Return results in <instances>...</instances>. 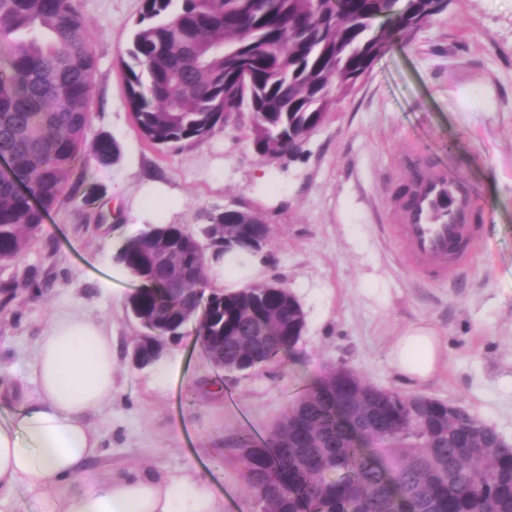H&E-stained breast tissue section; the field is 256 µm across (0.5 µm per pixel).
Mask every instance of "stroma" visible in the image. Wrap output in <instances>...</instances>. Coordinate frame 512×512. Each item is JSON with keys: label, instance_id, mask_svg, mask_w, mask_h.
<instances>
[{"label": "stroma", "instance_id": "stroma-1", "mask_svg": "<svg viewBox=\"0 0 512 512\" xmlns=\"http://www.w3.org/2000/svg\"><path fill=\"white\" fill-rule=\"evenodd\" d=\"M79 5L96 59L88 135L112 136L120 156L90 164L95 201L80 194L54 208L25 261L0 268V281L19 284L0 304V419L35 389L31 364L52 314L77 309L112 335V401L90 418L101 448L87 473L101 481L130 469L188 474L219 512H233L249 490L226 442L244 430L269 435L286 405L337 364L373 386L463 406L512 442V0H448L339 99L300 153L268 160L242 134L245 113L198 143L148 145L120 63L142 0ZM406 147L458 173L484 206L470 265L453 281L416 276L388 227L389 181ZM263 171L270 180L259 181ZM155 184L180 201L167 223L193 232L204 210L241 204L263 216L270 235L256 279L288 287L306 314L286 362L227 376L188 334L166 344L176 358L168 371L131 365L142 329L125 313L134 282L114 264L112 241L140 232L133 206ZM32 269L39 285L24 287ZM419 320L439 331L445 362L411 386L388 352Z\"/></svg>", "mask_w": 512, "mask_h": 512}]
</instances>
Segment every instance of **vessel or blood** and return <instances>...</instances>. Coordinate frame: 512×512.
<instances>
[{
  "instance_id": "1",
  "label": "vessel or blood",
  "mask_w": 512,
  "mask_h": 512,
  "mask_svg": "<svg viewBox=\"0 0 512 512\" xmlns=\"http://www.w3.org/2000/svg\"><path fill=\"white\" fill-rule=\"evenodd\" d=\"M411 154L399 160L413 173L409 197H389L387 216L406 246L410 267L424 278L455 279L469 265L482 207L469 184L448 169L411 170Z\"/></svg>"
}]
</instances>
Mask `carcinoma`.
<instances>
[{
  "label": "carcinoma",
  "instance_id": "carcinoma-1",
  "mask_svg": "<svg viewBox=\"0 0 512 512\" xmlns=\"http://www.w3.org/2000/svg\"><path fill=\"white\" fill-rule=\"evenodd\" d=\"M446 0H143L126 59V101L140 135L158 147L197 143L248 112L244 133L262 157L284 153L325 120L394 44L410 39ZM96 60L77 0H0V262L19 263L50 209L119 156L109 135L86 146ZM207 224H253L254 213L210 210ZM181 224H150L114 255L137 286L125 304L151 335H185L199 318L202 350L227 376L295 353L283 292L252 284L205 294L206 254ZM181 250L187 283L175 293L142 269L155 242ZM268 337L251 351L241 335ZM354 385L327 370L261 441L229 450L254 500L249 512H512V452L481 455L445 403L425 424L402 426L415 395L388 391L369 413Z\"/></svg>",
  "mask_w": 512,
  "mask_h": 512
}]
</instances>
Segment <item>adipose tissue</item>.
I'll use <instances>...</instances> for the list:
<instances>
[{"instance_id": "1", "label": "adipose tissue", "mask_w": 512, "mask_h": 512, "mask_svg": "<svg viewBox=\"0 0 512 512\" xmlns=\"http://www.w3.org/2000/svg\"><path fill=\"white\" fill-rule=\"evenodd\" d=\"M399 376L418 385L440 370L444 348L425 322L406 327L390 348ZM34 394L0 421V502L26 492L40 512H217L192 477L145 470L90 479L101 446L89 418L112 399V337L82 312L56 313L39 338Z\"/></svg>"}]
</instances>
